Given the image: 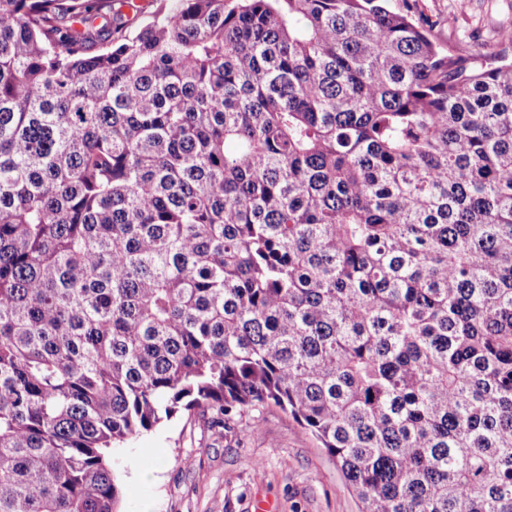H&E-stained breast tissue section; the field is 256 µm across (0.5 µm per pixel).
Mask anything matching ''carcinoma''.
<instances>
[{
	"instance_id": "obj_1",
	"label": "carcinoma",
	"mask_w": 512,
	"mask_h": 512,
	"mask_svg": "<svg viewBox=\"0 0 512 512\" xmlns=\"http://www.w3.org/2000/svg\"><path fill=\"white\" fill-rule=\"evenodd\" d=\"M0 0V512L272 403L361 512H512V58L409 0Z\"/></svg>"
}]
</instances>
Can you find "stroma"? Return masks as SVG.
<instances>
[{
    "label": "stroma",
    "mask_w": 512,
    "mask_h": 512,
    "mask_svg": "<svg viewBox=\"0 0 512 512\" xmlns=\"http://www.w3.org/2000/svg\"><path fill=\"white\" fill-rule=\"evenodd\" d=\"M414 12L442 48L469 56L496 52L512 30V0H416ZM212 416L179 411L115 451L118 512H359L334 459L310 431L274 405Z\"/></svg>",
    "instance_id": "obj_1"
}]
</instances>
